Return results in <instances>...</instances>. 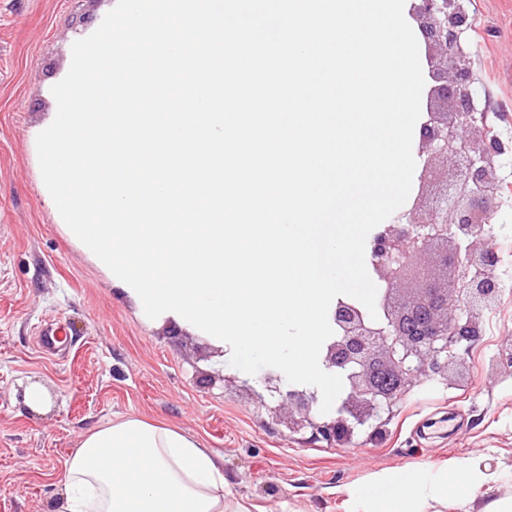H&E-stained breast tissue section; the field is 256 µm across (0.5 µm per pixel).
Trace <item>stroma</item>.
<instances>
[{"label":"stroma","mask_w":512,"mask_h":512,"mask_svg":"<svg viewBox=\"0 0 512 512\" xmlns=\"http://www.w3.org/2000/svg\"><path fill=\"white\" fill-rule=\"evenodd\" d=\"M114 0H0V512H60L67 465L84 432L119 415L198 435L224 471L227 499L261 512H362L415 479L442 482L440 512H477L512 496V368L499 361L512 335V153L488 170L498 184L490 239L506 289L482 317L483 338L448 369L449 386L423 385L400 401L381 434L329 445L289 430L245 374L179 324L150 321L64 231L45 203L36 138L53 110L51 88L72 45ZM464 45L481 109L512 143V0H466ZM64 327L56 354L39 330ZM40 384L48 405L23 403ZM453 417L448 439H425L417 420ZM466 459L491 481L465 492L451 465Z\"/></svg>","instance_id":"stroma-1"}]
</instances>
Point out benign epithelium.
Returning a JSON list of instances; mask_svg holds the SVG:
<instances>
[{
  "mask_svg": "<svg viewBox=\"0 0 512 512\" xmlns=\"http://www.w3.org/2000/svg\"><path fill=\"white\" fill-rule=\"evenodd\" d=\"M464 0H418L414 15L432 76L443 81L437 95L451 99L454 111L430 112L419 134L425 155L418 180L429 191L438 181L433 160L456 166L451 182L369 240V262L379 284L377 318L355 300L339 298L329 310L333 335L322 345L321 364L343 379L334 409L320 411L314 389L285 385L270 372L245 386L261 402L271 401L277 417L295 432L330 445L359 432L376 433L383 417L414 388L448 385V367L479 343L480 317L500 300L503 281L495 275L500 257L490 244L491 200L499 187L488 177L506 147L491 135L477 108L471 61L462 43L467 17ZM454 63V74L440 72L439 61ZM455 241L448 251V240ZM453 274L454 293L439 286L437 272ZM417 287L408 290L404 282Z\"/></svg>",
  "mask_w": 512,
  "mask_h": 512,
  "instance_id": "obj_1",
  "label": "benign epithelium"
}]
</instances>
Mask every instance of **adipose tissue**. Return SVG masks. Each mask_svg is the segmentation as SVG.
<instances>
[{
	"mask_svg": "<svg viewBox=\"0 0 512 512\" xmlns=\"http://www.w3.org/2000/svg\"><path fill=\"white\" fill-rule=\"evenodd\" d=\"M64 512H249L195 436L137 417L88 430L66 472Z\"/></svg>",
	"mask_w": 512,
	"mask_h": 512,
	"instance_id": "ef3b65f1",
	"label": "adipose tissue"
}]
</instances>
